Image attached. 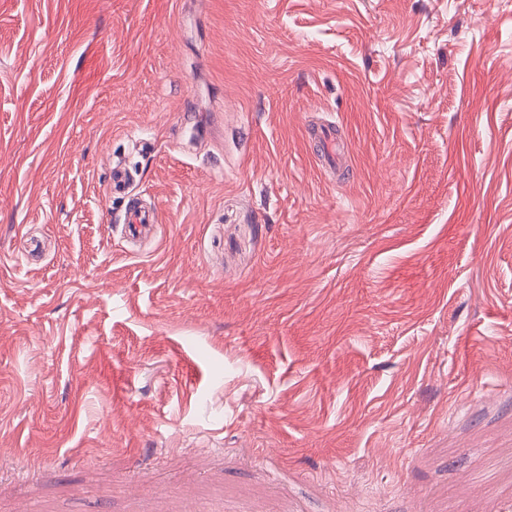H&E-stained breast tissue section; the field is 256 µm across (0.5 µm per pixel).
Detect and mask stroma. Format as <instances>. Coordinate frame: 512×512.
Listing matches in <instances>:
<instances>
[{
	"instance_id": "obj_1",
	"label": "stroma",
	"mask_w": 512,
	"mask_h": 512,
	"mask_svg": "<svg viewBox=\"0 0 512 512\" xmlns=\"http://www.w3.org/2000/svg\"><path fill=\"white\" fill-rule=\"evenodd\" d=\"M189 504L512 512V0H0V512ZM311 137L318 144L322 160L334 168L339 161L336 150V126L334 124L319 125L311 128ZM159 223V212L154 205L147 206L138 198H129L125 216H124V232L128 238H140L153 224Z\"/></svg>"
}]
</instances>
